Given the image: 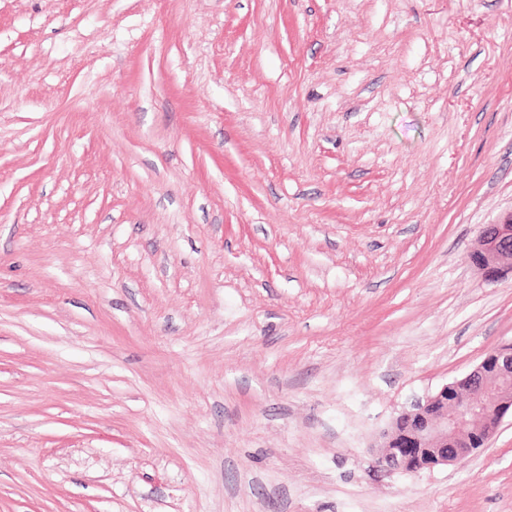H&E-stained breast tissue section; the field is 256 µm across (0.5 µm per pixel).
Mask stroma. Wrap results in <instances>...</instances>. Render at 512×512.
<instances>
[{
	"mask_svg": "<svg viewBox=\"0 0 512 512\" xmlns=\"http://www.w3.org/2000/svg\"><path fill=\"white\" fill-rule=\"evenodd\" d=\"M510 211L512 0H0V512H512ZM471 258L485 281L512 279V211L481 227ZM509 412L512 417V344L491 350L466 376L401 411L384 434L376 468L416 474L459 462L486 448Z\"/></svg>",
	"mask_w": 512,
	"mask_h": 512,
	"instance_id": "35a3bbf8",
	"label": "stroma"
}]
</instances>
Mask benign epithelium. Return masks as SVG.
Listing matches in <instances>:
<instances>
[{
    "label": "benign epithelium",
    "instance_id": "7a95c632",
    "mask_svg": "<svg viewBox=\"0 0 512 512\" xmlns=\"http://www.w3.org/2000/svg\"><path fill=\"white\" fill-rule=\"evenodd\" d=\"M471 258L483 279L512 277V211L481 227ZM512 413V344L488 352L466 376L401 411L376 457L387 474H416L463 460L488 446Z\"/></svg>",
    "mask_w": 512,
    "mask_h": 512
}]
</instances>
